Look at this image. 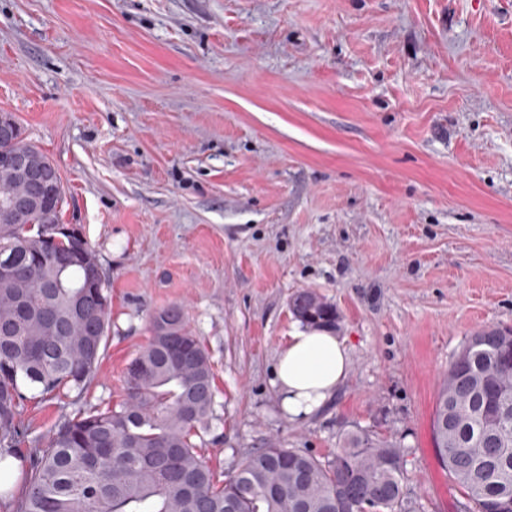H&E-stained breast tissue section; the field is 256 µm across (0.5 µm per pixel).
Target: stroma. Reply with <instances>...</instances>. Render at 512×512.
I'll return each instance as SVG.
<instances>
[{
  "mask_svg": "<svg viewBox=\"0 0 512 512\" xmlns=\"http://www.w3.org/2000/svg\"><path fill=\"white\" fill-rule=\"evenodd\" d=\"M1 112L57 167L111 299L89 388H25L33 431L120 402L178 305L213 368L194 442L216 475L363 430L405 449L411 512H461L432 413L464 339L512 327V0H0ZM305 289L350 362L291 421L272 378Z\"/></svg>",
  "mask_w": 512,
  "mask_h": 512,
  "instance_id": "1",
  "label": "stroma"
}]
</instances>
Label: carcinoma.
I'll return each mask as SVG.
<instances>
[{"instance_id":"cac0c4a2","label":"carcinoma","mask_w":512,"mask_h":512,"mask_svg":"<svg viewBox=\"0 0 512 512\" xmlns=\"http://www.w3.org/2000/svg\"><path fill=\"white\" fill-rule=\"evenodd\" d=\"M28 184L0 166V209ZM65 200L23 223L0 218V450L20 443L26 482L8 512H407L404 449L365 431L327 457L272 443L216 481L192 437L207 427L215 391L209 355L179 306L150 318L151 340L124 372L125 400L65 417L48 436L21 418L22 387L83 392L110 329V305L89 292L83 318L70 298L84 267L61 271L51 254L95 253L79 229L54 236ZM302 325L335 330L336 305L314 290L291 301ZM439 460L460 486L467 512H512V329L488 326L466 337L448 361L433 409Z\"/></svg>"}]
</instances>
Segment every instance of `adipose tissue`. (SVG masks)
I'll use <instances>...</instances> for the list:
<instances>
[{
    "label": "adipose tissue",
    "mask_w": 512,
    "mask_h": 512,
    "mask_svg": "<svg viewBox=\"0 0 512 512\" xmlns=\"http://www.w3.org/2000/svg\"><path fill=\"white\" fill-rule=\"evenodd\" d=\"M348 366L349 348L335 332H292L278 352L272 380L282 411L295 421L321 410L345 382Z\"/></svg>",
    "instance_id": "ef3b65f1"
}]
</instances>
